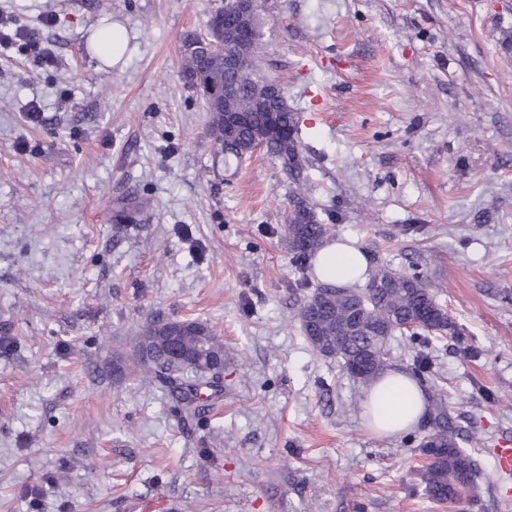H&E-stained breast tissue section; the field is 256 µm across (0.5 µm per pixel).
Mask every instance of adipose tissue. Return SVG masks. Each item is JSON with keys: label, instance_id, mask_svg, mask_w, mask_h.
<instances>
[{"label": "adipose tissue", "instance_id": "ef3b65f1", "mask_svg": "<svg viewBox=\"0 0 512 512\" xmlns=\"http://www.w3.org/2000/svg\"><path fill=\"white\" fill-rule=\"evenodd\" d=\"M321 281L349 286L365 279L367 260L356 247L332 242L317 254ZM368 428L381 436L398 437L413 430L425 411L424 391L407 373L390 370L366 394L363 401Z\"/></svg>", "mask_w": 512, "mask_h": 512}]
</instances>
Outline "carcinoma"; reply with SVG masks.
<instances>
[{
    "label": "carcinoma",
    "mask_w": 512,
    "mask_h": 512,
    "mask_svg": "<svg viewBox=\"0 0 512 512\" xmlns=\"http://www.w3.org/2000/svg\"><path fill=\"white\" fill-rule=\"evenodd\" d=\"M180 62L183 78L190 85L197 77L232 85L237 104L243 110L251 109L265 90L264 77L249 63L231 72L224 70V59L210 52L202 34L192 32L182 38ZM202 101L205 111L209 112V136L224 155V161L240 162L251 155L255 149V128L239 124L229 131L224 130V113L207 97H202ZM276 116L287 128V134L270 141L267 153L281 162L295 182L287 231L294 251L305 257L323 244L331 227L322 223L314 206L301 192L306 158L295 113L283 101ZM327 287L328 284L323 283L314 290L299 307L297 319L302 325H312V329L305 333L311 336L309 344L313 348L320 347L346 364L368 351L388 349L390 338L395 332L404 331V325L409 322L416 323L415 336L420 331L431 335L451 329L447 312L434 299L426 279L417 274L377 265L368 272L365 288L340 287L327 302L315 301ZM166 335L168 331L161 327L159 320H152L140 328L135 343H140L142 338L149 341L152 353L146 357L140 350H135L133 364L125 366V370L140 372L190 409L197 403L199 385L191 379L192 370L176 363L170 346L160 340ZM181 336L183 349L189 354L195 353L196 347L204 342L213 358L226 356L221 336L210 327L186 330ZM420 448L428 457V463L420 470V481L432 500L441 504L454 503L458 485L474 488L480 475L477 461L460 446L458 435L449 426L444 403L435 407L432 432Z\"/></svg>",
    "instance_id": "cac0c4a2"
}]
</instances>
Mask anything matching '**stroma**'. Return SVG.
Instances as JSON below:
<instances>
[{
    "instance_id": "35a3bbf8",
    "label": "stroma",
    "mask_w": 512,
    "mask_h": 512,
    "mask_svg": "<svg viewBox=\"0 0 512 512\" xmlns=\"http://www.w3.org/2000/svg\"><path fill=\"white\" fill-rule=\"evenodd\" d=\"M223 3L0 0L57 58L0 50V512H512L490 485L512 440V0H258L309 202L456 326L396 333L388 360L479 439L453 504L419 478L428 422L372 433L365 387L301 330L320 280L290 249V176L262 151L225 164L182 79V35ZM115 21L125 62L101 68L87 38ZM126 194L138 220L114 223ZM158 317L224 340V394L196 416L113 370Z\"/></svg>"
}]
</instances>
